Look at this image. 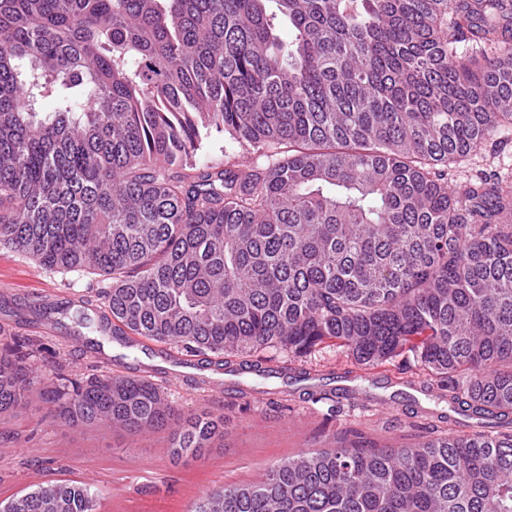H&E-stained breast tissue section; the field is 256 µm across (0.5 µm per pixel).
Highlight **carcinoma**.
<instances>
[{"label":"carcinoma","mask_w":512,"mask_h":512,"mask_svg":"<svg viewBox=\"0 0 512 512\" xmlns=\"http://www.w3.org/2000/svg\"><path fill=\"white\" fill-rule=\"evenodd\" d=\"M288 24L271 22L268 2ZM512 0H0V247L85 271L120 333L192 355L411 350L472 434L301 451L194 512H512V184L448 165L512 126ZM262 162L198 165L204 133ZM0 349V417L139 434L148 381H46ZM224 440L203 413L175 464ZM3 512H97L85 485Z\"/></svg>","instance_id":"1"}]
</instances>
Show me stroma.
Masks as SVG:
<instances>
[{
  "instance_id": "1",
  "label": "stroma",
  "mask_w": 512,
  "mask_h": 512,
  "mask_svg": "<svg viewBox=\"0 0 512 512\" xmlns=\"http://www.w3.org/2000/svg\"><path fill=\"white\" fill-rule=\"evenodd\" d=\"M253 157L251 147L214 131L203 137L195 161ZM478 172L512 178V127L500 129L483 149L449 168L448 182L455 185ZM107 286L102 277L49 270L26 255L0 249V345L27 343L32 363L52 379L137 375L148 350L120 345L97 330ZM80 312L89 317L83 327L74 322ZM260 358L269 360L279 377L224 373L225 366ZM205 360L206 369H182L161 390L181 414L223 416V447L176 465L167 453V431L132 435L112 425L74 429L51 422L45 407L35 402L0 418V502L43 482L70 479L99 495V512H192L208 492L258 481L276 462L303 450L351 443L398 448L469 431L466 418L444 420L447 403L421 393L416 396L419 410L411 414L398 403H351L332 395L317 400L290 392L284 375L292 370L320 375L328 389L345 372L362 374V367L333 341L303 357L266 348L244 357L210 353ZM380 370L399 391L435 380L407 352Z\"/></svg>"
}]
</instances>
